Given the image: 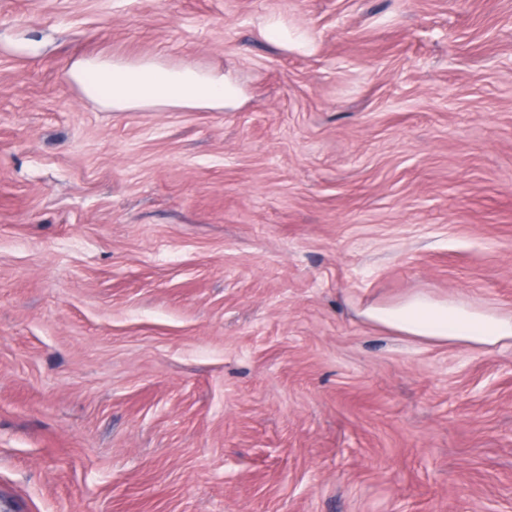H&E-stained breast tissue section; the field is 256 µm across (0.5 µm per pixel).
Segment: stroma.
Masks as SVG:
<instances>
[{
  "mask_svg": "<svg viewBox=\"0 0 512 512\" xmlns=\"http://www.w3.org/2000/svg\"><path fill=\"white\" fill-rule=\"evenodd\" d=\"M418 293L512 313V0H0L7 512H512V340ZM68 74L85 96L115 110L140 106L221 110L237 97V89L223 73L168 68L154 61L80 57L70 64ZM362 315L393 331L440 342L496 345L512 339V314L471 309L424 294L396 306L367 307Z\"/></svg>",
  "mask_w": 512,
  "mask_h": 512,
  "instance_id": "1",
  "label": "stroma"
}]
</instances>
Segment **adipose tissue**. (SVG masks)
<instances>
[{"label":"adipose tissue","mask_w":512,"mask_h":512,"mask_svg":"<svg viewBox=\"0 0 512 512\" xmlns=\"http://www.w3.org/2000/svg\"><path fill=\"white\" fill-rule=\"evenodd\" d=\"M68 74L85 96L115 110L140 106L220 110L237 97L223 74L168 68L153 61L80 57L70 64ZM363 315L393 331L440 342L496 345L512 339V314L480 311L423 294L396 306L367 307Z\"/></svg>","instance_id":"obj_1"}]
</instances>
